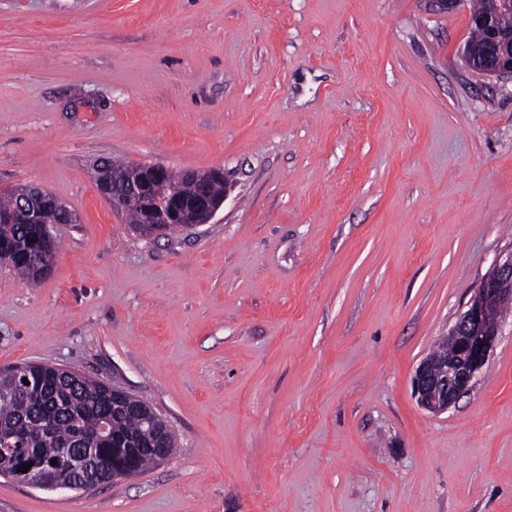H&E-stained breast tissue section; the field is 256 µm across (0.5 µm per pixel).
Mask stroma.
I'll use <instances>...</instances> for the list:
<instances>
[{
    "label": "stroma",
    "mask_w": 512,
    "mask_h": 512,
    "mask_svg": "<svg viewBox=\"0 0 512 512\" xmlns=\"http://www.w3.org/2000/svg\"><path fill=\"white\" fill-rule=\"evenodd\" d=\"M443 0H0V188L77 217L0 266V370L148 402L177 448L0 512H512V313L441 414L419 362L512 251V79ZM223 170L210 223L146 239L95 165Z\"/></svg>",
    "instance_id": "obj_1"
}]
</instances>
